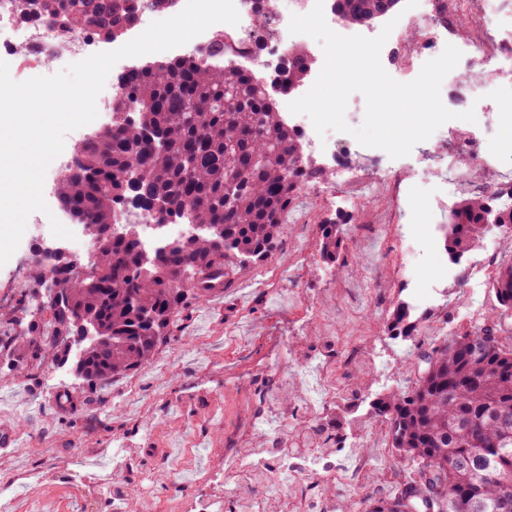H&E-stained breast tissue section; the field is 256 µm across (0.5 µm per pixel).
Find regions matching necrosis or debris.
Here are the masks:
<instances>
[{"label": "necrosis or debris", "mask_w": 512, "mask_h": 512, "mask_svg": "<svg viewBox=\"0 0 512 512\" xmlns=\"http://www.w3.org/2000/svg\"><path fill=\"white\" fill-rule=\"evenodd\" d=\"M238 24L217 23L191 42L173 48L176 56L198 53L212 38H223L225 59L248 60L251 69H266L282 59L288 48L313 45V38L289 31L292 15L306 14L315 0H273L264 25H257L248 0H234ZM457 47L462 56L459 71L480 65L481 79L476 88L460 83L448 86L446 107L466 110L472 102L486 101L487 123H499L512 115V0H419L406 11L387 44L399 50L403 67L415 70L439 56L445 44ZM41 48L62 62L83 59L99 50V42L89 33L76 34L48 25L40 17L22 16L13 0H0V60L14 74L46 76L50 70L34 57L23 58L19 45ZM440 146L424 155L428 173L453 193L494 195L512 200V176L491 157L486 142L469 130L438 128ZM324 141L331 144L333 169L348 192L358 199L372 175L383 172L377 149L356 144L350 134L326 131ZM379 355L368 356L350 350L338 355L324 350L299 361L296 372L302 392L293 403L283 401L288 375L282 364L269 367L266 388L256 397L267 413L261 428V447L237 448L224 457L220 470L211 473L210 491L193 495L178 503L175 512H225L234 505L236 512H265L266 500L280 502L283 512H335L329 497L321 491L324 481L355 482L368 468L363 451L382 445L381 426L365 425L359 431L356 449L337 458L336 447L324 444L313 434L330 406L342 404L348 394L345 373L368 372L380 367Z\"/></svg>", "instance_id": "necrosis-or-debris-1"}]
</instances>
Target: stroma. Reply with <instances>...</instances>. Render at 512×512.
<instances>
[{
    "label": "stroma",
    "mask_w": 512,
    "mask_h": 512,
    "mask_svg": "<svg viewBox=\"0 0 512 512\" xmlns=\"http://www.w3.org/2000/svg\"><path fill=\"white\" fill-rule=\"evenodd\" d=\"M388 202L378 188L367 189L360 206H352L340 187L293 201L285 226L311 220L320 225L335 217L347 220L345 249L336 263L316 259L306 267L289 266L290 280L299 283L307 298H341L343 285L364 284L377 275L389 285L383 308L357 300L337 326L364 349L384 351L389 372L370 375L358 392L359 415H367L376 394L403 391L412 374L406 363L418 345H431L470 329L468 311L480 316L497 313L490 288L465 295L469 264L486 251L499 262H512V248L499 231L488 232L479 247L460 257L439 252L417 270L399 271L391 247L371 231L382 223ZM52 233L27 227L10 260L0 267V334L20 336L32 326L50 331L51 314H31L27 307L40 299L31 269L20 266L21 256L32 255L38 243H54ZM267 270L259 265L244 271L220 303L187 299L172 336L145 365L128 374V389L117 380L97 385L76 378L70 366L46 360L38 365L19 363L0 355V419L13 422L19 434L16 449L0 448V512H112L119 487L128 496L151 501L157 512H172L177 499L192 493L212 466L221 465L225 449L254 445L251 429L253 394L266 367L289 358L302 359L328 347L329 327L305 309L296 308L287 293L260 288ZM436 284L441 296L422 311L414 338H390L382 327L397 302L419 295L420 285ZM294 339L286 352V339ZM66 390L70 411H58L56 390ZM148 444L132 472L122 482L112 478V451L116 444ZM167 453L178 468L175 483L160 476L153 449ZM371 465L355 483H334L333 499L344 506H361L365 499L385 497L404 481L407 467L399 464L394 448H369ZM52 471L40 483L28 474L42 465Z\"/></svg>",
    "instance_id": "35a3bbf8"
}]
</instances>
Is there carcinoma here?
I'll return each mask as SVG.
<instances>
[{
    "label": "carcinoma",
    "instance_id": "obj_1",
    "mask_svg": "<svg viewBox=\"0 0 512 512\" xmlns=\"http://www.w3.org/2000/svg\"><path fill=\"white\" fill-rule=\"evenodd\" d=\"M399 0H336L341 18L368 26ZM20 14L48 16L62 28L88 30L109 41L138 17V0H16ZM277 79L281 90L304 84L312 63L290 47ZM122 95L112 128L79 148L83 165L61 176L57 193L73 206L98 243L90 272L64 259L53 263L55 286L68 305L55 307V293L41 304L51 312V336H0L29 358L55 357L76 335L75 320H97L103 342L81 345L77 360L89 381L137 370L171 335L191 294L200 299L227 288L237 272L267 261L284 233L283 214L297 191L328 172L312 167L300 153L302 135L278 112L266 83L237 68L224 72L187 55L160 65L147 63L120 81ZM134 112V125L120 114ZM132 203L170 224H213L219 233L180 243L140 266L139 239L111 232L121 204ZM512 223V206L486 195H467L444 225V246L464 253L488 230V210ZM344 220L320 225V255L336 262L344 245ZM503 313L512 311V262L491 282ZM149 311L166 316L165 333L144 321ZM491 322L464 331L416 355L415 379L402 392L378 397L372 417L409 467L410 479L383 499H368L362 512H512V337L483 339ZM387 334L409 338L418 332L410 311L397 306ZM354 406L331 414L336 431L352 422Z\"/></svg>",
    "mask_w": 512,
    "mask_h": 512
}]
</instances>
